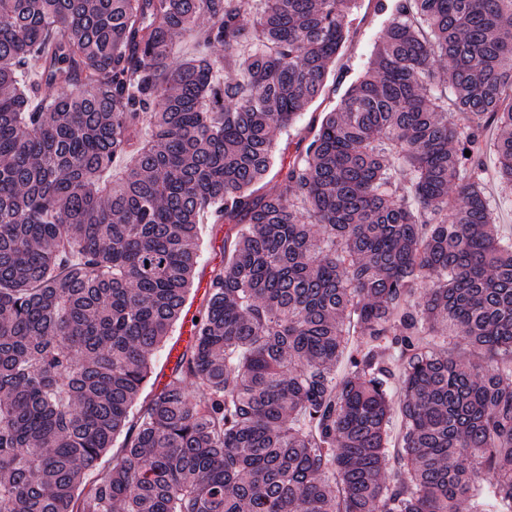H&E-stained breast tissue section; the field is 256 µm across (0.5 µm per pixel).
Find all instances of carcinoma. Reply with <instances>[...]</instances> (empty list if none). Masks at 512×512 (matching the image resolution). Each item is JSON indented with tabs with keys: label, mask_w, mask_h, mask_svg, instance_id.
I'll list each match as a JSON object with an SVG mask.
<instances>
[{
	"label": "carcinoma",
	"mask_w": 512,
	"mask_h": 512,
	"mask_svg": "<svg viewBox=\"0 0 512 512\" xmlns=\"http://www.w3.org/2000/svg\"><path fill=\"white\" fill-rule=\"evenodd\" d=\"M357 6L0 0V512H512V370L429 346L512 362V0H376L295 127ZM202 21L221 59L174 58ZM204 218L224 262L139 405ZM374 4L372 0L359 1L357 20L341 55L336 60L327 91L306 108L298 119L297 126H304L313 118L321 121L325 113L335 107L351 81L362 71L383 30L384 16L374 11ZM486 195L495 209L497 224L505 235H512V208L498 206L500 190L497 182L490 180L487 183Z\"/></svg>",
	"instance_id": "carcinoma-1"
}]
</instances>
